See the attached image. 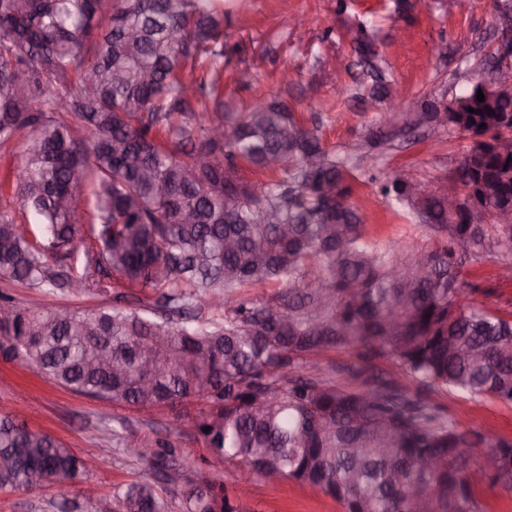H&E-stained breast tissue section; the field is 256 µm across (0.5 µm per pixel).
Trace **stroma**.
Returning a JSON list of instances; mask_svg holds the SVG:
<instances>
[{"instance_id": "stroma-1", "label": "stroma", "mask_w": 512, "mask_h": 512, "mask_svg": "<svg viewBox=\"0 0 512 512\" xmlns=\"http://www.w3.org/2000/svg\"><path fill=\"white\" fill-rule=\"evenodd\" d=\"M508 5L512 0H224V109L242 112L259 99L288 102L293 116L317 127L331 150L358 160L352 201L373 240L397 254L433 246L441 233L418 224L393 197L381 194L379 184L394 174L409 180L447 177L467 141L444 130L421 129L363 154L359 145L374 135V116L382 107L368 96L373 82L359 64L357 43L373 42L400 95V111L426 112L460 95L471 79L488 76ZM245 68L255 77L248 87L237 82ZM511 262L493 250L466 257L459 285H476L474 302L512 313V278L502 275ZM0 293L30 310L58 305L76 311L139 309L155 301L151 291L122 284L104 293L75 294L65 286L50 293L5 277H0ZM310 365L336 383L348 381L351 365L382 373L404 389L414 387L410 375L391 360H362L352 349L325 350ZM430 397L463 431L479 438L465 454L482 512H512V491L494 485L480 467L492 444L512 442V405L447 388L433 390ZM0 412L17 415L77 454L111 449V457L89 478L102 495L150 478L141 461L117 449L121 436L149 446L170 439L185 461L208 465L227 495L237 489V464L210 461L194 434L191 407H106L58 386L27 362L0 357ZM59 494L55 485L29 493L0 492V512H56ZM249 505L252 512H342L334 498L288 480L252 479Z\"/></svg>"}]
</instances>
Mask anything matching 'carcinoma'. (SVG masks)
I'll use <instances>...</instances> for the list:
<instances>
[{"label":"carcinoma","instance_id":"obj_1","mask_svg":"<svg viewBox=\"0 0 512 512\" xmlns=\"http://www.w3.org/2000/svg\"><path fill=\"white\" fill-rule=\"evenodd\" d=\"M357 53L375 72L372 96H390L373 43L359 41ZM223 72L224 0H0V144L20 141L14 192L35 224L0 218V276L48 289L47 259L65 253L73 290L105 292L113 277L181 317L31 311L1 294L12 318L0 321V355L106 404L195 402L197 439L245 481L294 480L344 512H415L416 500L428 512H480L470 437L429 391L512 403V316L458 286L463 256L512 242V224L498 222L512 197V149H497L512 143V96L489 114L471 88L475 112L437 123L423 113L429 128L469 140L448 178L475 186L480 210L449 215L436 195L397 198L446 237L395 255L370 240L351 202L349 159L278 104L224 113ZM245 167L276 177L253 182ZM489 178L499 194L479 189ZM83 218L92 235L75 253ZM270 280L285 285L277 305L243 297L231 315L200 323L224 293ZM332 348L388 358L416 389L381 375L352 386L298 374ZM125 450L180 494L183 512H250L222 482L198 479L171 441ZM491 455L502 462L488 476L512 490V443ZM91 471L52 436L0 415V492L59 482L54 507L74 512L69 488ZM80 497L89 512H167L150 483Z\"/></svg>","mask_w":512,"mask_h":512}]
</instances>
